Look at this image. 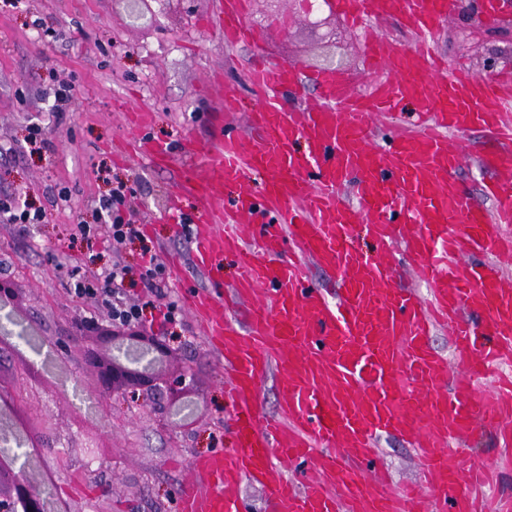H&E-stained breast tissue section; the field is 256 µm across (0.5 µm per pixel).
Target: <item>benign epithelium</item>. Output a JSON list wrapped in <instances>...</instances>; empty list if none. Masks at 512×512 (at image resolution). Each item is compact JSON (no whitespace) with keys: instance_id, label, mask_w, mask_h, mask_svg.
<instances>
[{"instance_id":"obj_1","label":"benign epithelium","mask_w":512,"mask_h":512,"mask_svg":"<svg viewBox=\"0 0 512 512\" xmlns=\"http://www.w3.org/2000/svg\"><path fill=\"white\" fill-rule=\"evenodd\" d=\"M126 4L134 23L151 12L149 0H126ZM75 335L90 341L85 359L97 368L95 392L151 396L167 404L171 415L181 414L189 405L187 373L165 372L169 345L151 341L136 330L116 331L97 321L78 325ZM17 413L15 403L0 402L1 439L13 436ZM0 512H43L40 490L16 467L0 468Z\"/></svg>"}]
</instances>
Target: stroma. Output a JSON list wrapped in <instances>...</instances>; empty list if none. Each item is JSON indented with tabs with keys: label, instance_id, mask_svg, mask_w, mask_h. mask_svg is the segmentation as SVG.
<instances>
[{
	"label": "stroma",
	"instance_id": "obj_1",
	"mask_svg": "<svg viewBox=\"0 0 512 512\" xmlns=\"http://www.w3.org/2000/svg\"><path fill=\"white\" fill-rule=\"evenodd\" d=\"M500 4L507 18L499 24H487L475 4L439 25L436 47L449 63H463L475 77L488 76L491 61L512 69V0ZM214 11V0H154L151 13L133 25L123 0L0 5V145L13 149L0 158V196L28 200L47 213L22 240L12 225L0 223V280L17 289L14 319L54 344L57 364L53 373L19 366L16 338L0 333V377L16 388L21 418L36 422L44 445L34 463L39 477H52L60 512H178V490L192 461L226 446L221 362L187 307L188 293L210 282L177 229L178 218L197 214L200 205L187 199L178 217L165 209L167 192L183 173L179 162L157 168L144 159L115 160L114 144L135 135L129 111L152 112L145 134L159 143L208 137L213 106L203 90L206 80L221 76L244 108H254L258 99L246 63L257 55L307 72L331 57L356 85L366 81L362 35L331 9L310 12L307 0H250L248 23L256 38L235 48L225 47ZM62 82L74 86L76 96L51 135L54 148L30 150L29 127L47 119L51 91ZM493 147L488 132H474L461 171L484 205L490 174L476 160ZM116 180L131 188L133 217L145 226L162 264L181 261L167 272L169 294L182 314L168 369L175 375L187 367L195 376L196 410L186 418L163 419L158 405L127 395H104L92 419L76 406L77 393L93 379L82 362L83 341L69 338L72 326L105 321L109 314L65 288L75 263L88 260L71 237L72 226L93 223L95 201ZM62 189L68 192L64 201L57 197ZM90 435L99 441L93 454L84 446ZM379 449L394 484L421 480L417 455L403 441L385 437Z\"/></svg>",
	"mask_w": 512,
	"mask_h": 512
}]
</instances>
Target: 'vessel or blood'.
<instances>
[{"label": "vessel or blood", "mask_w": 512, "mask_h": 512, "mask_svg": "<svg viewBox=\"0 0 512 512\" xmlns=\"http://www.w3.org/2000/svg\"><path fill=\"white\" fill-rule=\"evenodd\" d=\"M327 3L367 31L374 81L359 92L332 71L252 58L249 83L263 98L247 119L252 137L190 139L169 192L170 204L202 205L190 241L211 282L224 284L225 260L240 269L226 298L188 297L224 361L232 443L194 462L180 510L244 512L248 480L273 512H480L478 492L499 472L465 463L456 444L481 430L512 447V288L496 264L512 256V70L449 74L433 33L463 0ZM249 7L217 0L226 46L252 41ZM388 18L409 28L410 44L371 34ZM312 90L318 103L299 110ZM410 104L414 128L375 143L376 121ZM477 129L496 143L481 158L489 208L460 177ZM253 172L261 190L248 186ZM228 185L237 196L217 207ZM404 262L419 267L427 295L400 286ZM314 266L338 273L336 295ZM440 328L455 361L433 345ZM274 368L281 411L266 417L260 390ZM386 435L417 450L425 484L392 488L378 451ZM278 459L303 470L280 475Z\"/></svg>", "instance_id": "vessel-or-blood-1"}]
</instances>
